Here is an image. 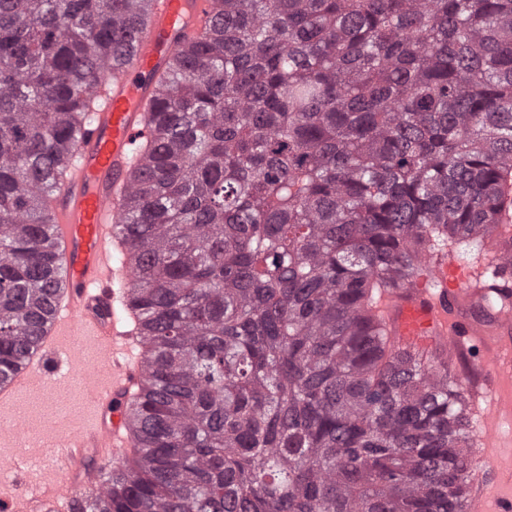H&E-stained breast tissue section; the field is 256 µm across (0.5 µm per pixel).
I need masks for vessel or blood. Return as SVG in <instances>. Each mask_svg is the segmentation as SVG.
<instances>
[{
  "label": "vessel or blood",
  "mask_w": 512,
  "mask_h": 512,
  "mask_svg": "<svg viewBox=\"0 0 512 512\" xmlns=\"http://www.w3.org/2000/svg\"><path fill=\"white\" fill-rule=\"evenodd\" d=\"M215 8V0H151L148 20L99 81L96 110L50 201L66 290L28 359L0 380L5 403L31 382L55 380L59 353L69 348V367L81 376L96 416L90 424L66 418L46 427L37 451L41 469H29L19 456L0 458L16 476L13 485L0 486V512H79L74 487L94 479L86 460L118 464L131 451L125 405L136 392L142 359L124 339L135 275L118 259L124 247L117 226L126 216L138 145L151 135L157 82L187 42L209 27ZM495 271L488 260L474 264L435 253L410 285L381 298L388 334L401 350L423 358L441 350L477 352L485 383L467 391L478 467L466 512H512V435L501 432L503 421H512V310L488 317L480 310L483 283ZM62 463L69 468L66 485L53 475Z\"/></svg>",
  "instance_id": "1"
}]
</instances>
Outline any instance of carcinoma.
Wrapping results in <instances>:
<instances>
[{"label": "carcinoma", "mask_w": 512, "mask_h": 512, "mask_svg": "<svg viewBox=\"0 0 512 512\" xmlns=\"http://www.w3.org/2000/svg\"><path fill=\"white\" fill-rule=\"evenodd\" d=\"M149 0H0V376L61 288L49 200ZM122 227L143 352L83 512H464L448 363L381 296L512 209V0H218L159 83Z\"/></svg>", "instance_id": "carcinoma-1"}]
</instances>
